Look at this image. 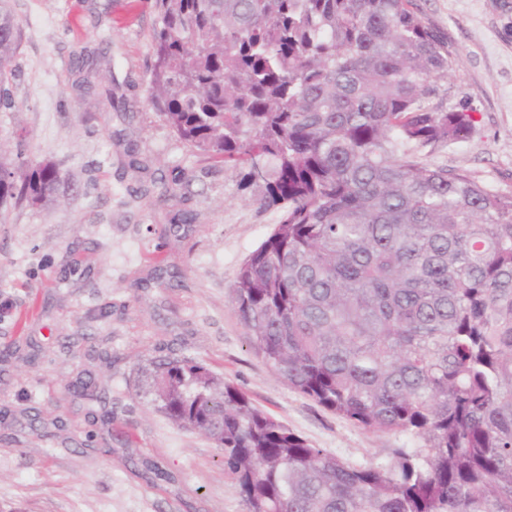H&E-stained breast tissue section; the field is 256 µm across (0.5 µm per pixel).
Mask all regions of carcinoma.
<instances>
[{
	"label": "carcinoma",
	"mask_w": 512,
	"mask_h": 512,
	"mask_svg": "<svg viewBox=\"0 0 512 512\" xmlns=\"http://www.w3.org/2000/svg\"><path fill=\"white\" fill-rule=\"evenodd\" d=\"M155 9L154 108L283 210L232 287L251 346L324 409L413 446L346 462L189 358L153 366L157 410L222 450L248 512H512V192L425 163L474 126L431 104L446 36L415 0ZM19 39L0 0V103ZM59 182L0 154V207Z\"/></svg>",
	"instance_id": "carcinoma-1"
}]
</instances>
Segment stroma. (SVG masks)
<instances>
[{"mask_svg":"<svg viewBox=\"0 0 512 512\" xmlns=\"http://www.w3.org/2000/svg\"><path fill=\"white\" fill-rule=\"evenodd\" d=\"M456 63L445 107L471 113L433 167L512 192V0H417ZM21 38L0 150L55 164L54 202L0 208V512H247L223 454L157 411L144 372L190 357L313 446L362 463L407 437L366 430L273 374L232 299L281 219L241 166L179 140L149 102L154 0H10ZM112 58L113 98L78 58ZM143 161L139 172L130 157Z\"/></svg>","mask_w":512,"mask_h":512,"instance_id":"obj_1","label":"stroma"}]
</instances>
